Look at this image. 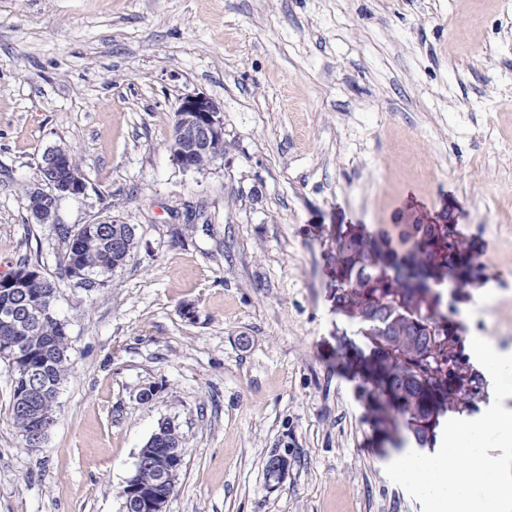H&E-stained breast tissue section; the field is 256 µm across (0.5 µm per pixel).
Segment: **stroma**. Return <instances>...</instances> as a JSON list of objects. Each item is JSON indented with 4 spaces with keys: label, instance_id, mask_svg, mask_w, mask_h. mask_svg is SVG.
Segmentation results:
<instances>
[{
    "label": "stroma",
    "instance_id": "obj_1",
    "mask_svg": "<svg viewBox=\"0 0 512 512\" xmlns=\"http://www.w3.org/2000/svg\"><path fill=\"white\" fill-rule=\"evenodd\" d=\"M193 92L228 145L201 172L170 150ZM53 143L88 180L59 223L116 216L139 245L111 286L60 290L71 365L40 447L0 361V512H121L164 418L185 441L168 512H423L384 472L416 442L368 409L336 236L454 225L476 263L439 287L466 377L451 416L480 417L472 337L512 354V5L0 0V275L25 256L56 273V225L23 194ZM275 448L292 464L272 490Z\"/></svg>",
    "mask_w": 512,
    "mask_h": 512
}]
</instances>
